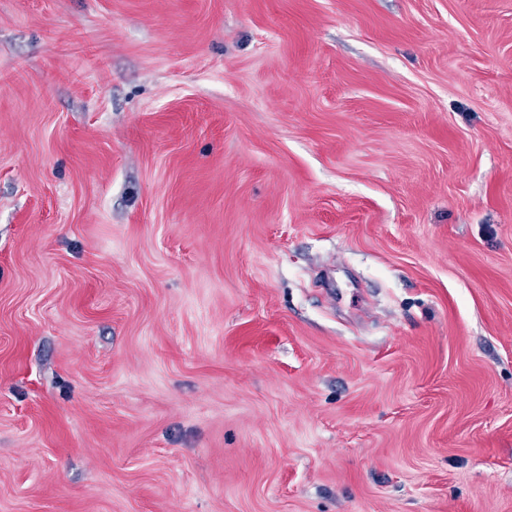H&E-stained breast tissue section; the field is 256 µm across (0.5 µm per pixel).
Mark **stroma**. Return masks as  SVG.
Segmentation results:
<instances>
[{"label": "stroma", "instance_id": "stroma-1", "mask_svg": "<svg viewBox=\"0 0 512 512\" xmlns=\"http://www.w3.org/2000/svg\"><path fill=\"white\" fill-rule=\"evenodd\" d=\"M0 512H512V0H0Z\"/></svg>", "mask_w": 512, "mask_h": 512}]
</instances>
